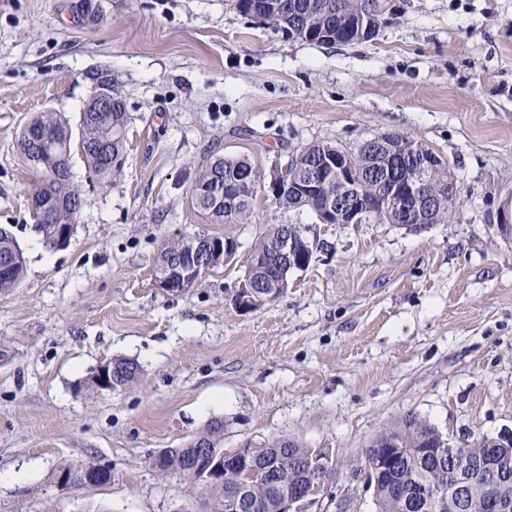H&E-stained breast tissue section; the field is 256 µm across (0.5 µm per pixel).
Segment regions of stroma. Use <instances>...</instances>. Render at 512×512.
Wrapping results in <instances>:
<instances>
[{
    "mask_svg": "<svg viewBox=\"0 0 512 512\" xmlns=\"http://www.w3.org/2000/svg\"><path fill=\"white\" fill-rule=\"evenodd\" d=\"M370 39L289 38L235 0H0V226L25 258L0 293V512H202L153 456L215 417L224 445L278 437L360 458L407 413L455 440L512 429V0H377ZM108 72L127 113L126 154L108 183L72 159L83 198L67 246L33 230L37 181L18 149L39 112L78 125ZM383 133L420 141L457 179L451 220L424 232L322 224L257 194L243 224H212L190 185L211 155L262 172L301 148L347 152ZM298 224L309 267L276 300L234 304L252 242ZM241 243L190 289L157 288L162 236ZM113 357L139 379L87 380ZM109 483L60 489L64 464ZM322 512H376L348 472Z\"/></svg>",
    "mask_w": 512,
    "mask_h": 512,
    "instance_id": "1",
    "label": "stroma"
}]
</instances>
